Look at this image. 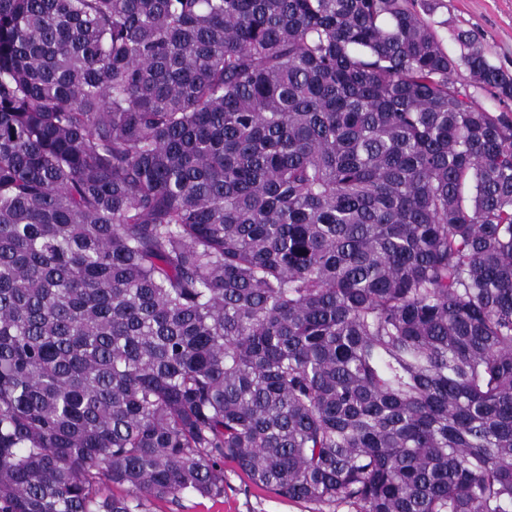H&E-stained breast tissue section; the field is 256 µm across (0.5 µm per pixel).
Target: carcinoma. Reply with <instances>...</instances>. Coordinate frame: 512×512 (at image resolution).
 I'll return each instance as SVG.
<instances>
[{
    "mask_svg": "<svg viewBox=\"0 0 512 512\" xmlns=\"http://www.w3.org/2000/svg\"><path fill=\"white\" fill-rule=\"evenodd\" d=\"M431 10L0 0V512H512V70ZM224 497L210 499L194 494L184 495L178 502L155 501L154 512H311L318 507L304 502H291L272 491L255 486L233 462L224 463Z\"/></svg>",
    "mask_w": 512,
    "mask_h": 512,
    "instance_id": "carcinoma-1",
    "label": "carcinoma"
}]
</instances>
